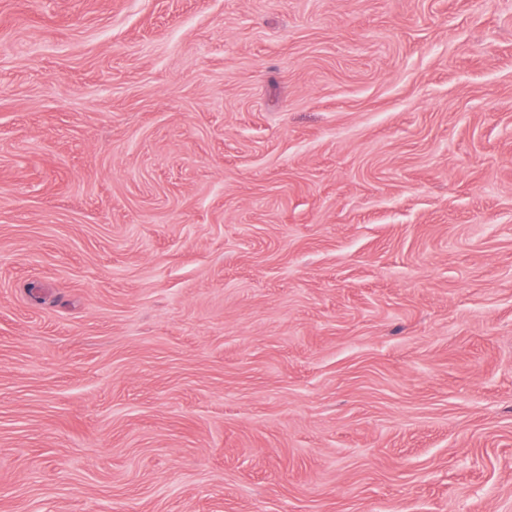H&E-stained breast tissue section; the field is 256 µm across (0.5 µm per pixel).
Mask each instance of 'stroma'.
Here are the masks:
<instances>
[{
    "mask_svg": "<svg viewBox=\"0 0 512 512\" xmlns=\"http://www.w3.org/2000/svg\"><path fill=\"white\" fill-rule=\"evenodd\" d=\"M0 512H512V0H0Z\"/></svg>",
    "mask_w": 512,
    "mask_h": 512,
    "instance_id": "1",
    "label": "stroma"
}]
</instances>
